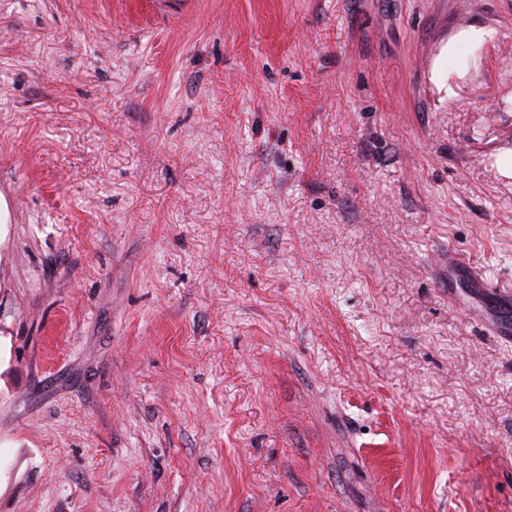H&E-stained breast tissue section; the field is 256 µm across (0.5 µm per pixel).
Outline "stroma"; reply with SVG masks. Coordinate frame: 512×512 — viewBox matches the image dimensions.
I'll list each match as a JSON object with an SVG mask.
<instances>
[{
	"instance_id": "35a3bbf8",
	"label": "stroma",
	"mask_w": 512,
	"mask_h": 512,
	"mask_svg": "<svg viewBox=\"0 0 512 512\" xmlns=\"http://www.w3.org/2000/svg\"><path fill=\"white\" fill-rule=\"evenodd\" d=\"M512 0H0V512H512ZM448 267L453 268L458 275L466 278L471 282L473 288H478L484 294H491L497 297L498 300L508 303L512 297L510 289L491 290L492 287L481 270L473 266L467 259H465L453 247L448 250Z\"/></svg>"
}]
</instances>
